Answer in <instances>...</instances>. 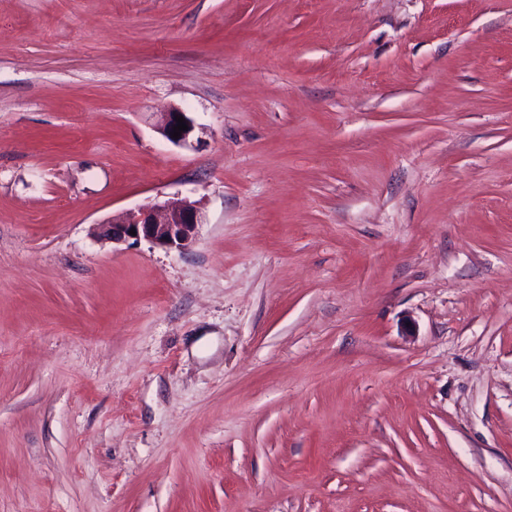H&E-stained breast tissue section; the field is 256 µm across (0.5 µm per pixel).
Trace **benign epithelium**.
Segmentation results:
<instances>
[{"instance_id": "1", "label": "benign epithelium", "mask_w": 512, "mask_h": 512, "mask_svg": "<svg viewBox=\"0 0 512 512\" xmlns=\"http://www.w3.org/2000/svg\"><path fill=\"white\" fill-rule=\"evenodd\" d=\"M177 116L185 119L188 129L181 132L180 138L175 139L171 132L177 125ZM159 130L169 142L184 147L192 143L196 125L188 113L174 109L163 114ZM199 224L194 204L177 198L127 212L110 224H95L93 232L97 238L115 244L144 239L166 249L183 252L196 239ZM132 230L136 231V235L130 234Z\"/></svg>"}]
</instances>
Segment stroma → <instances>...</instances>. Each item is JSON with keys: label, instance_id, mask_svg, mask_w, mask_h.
<instances>
[{"label": "stroma", "instance_id": "1", "mask_svg": "<svg viewBox=\"0 0 512 512\" xmlns=\"http://www.w3.org/2000/svg\"><path fill=\"white\" fill-rule=\"evenodd\" d=\"M0 512H512V0H0ZM175 116H182L185 119V124L188 126V130L181 131V135L179 139H175L172 137L171 132L173 131V127L177 126L179 123L175 120ZM159 130L161 134L172 144L176 146H188L191 145L196 125L194 120L188 115L187 112H183L180 109H174L170 112H164ZM200 223L194 204L177 198L126 212L122 217L112 219V224H95L93 232L97 238L112 244L144 239L183 252L196 239ZM131 229L136 231V236L130 234Z\"/></svg>", "mask_w": 512, "mask_h": 512}]
</instances>
